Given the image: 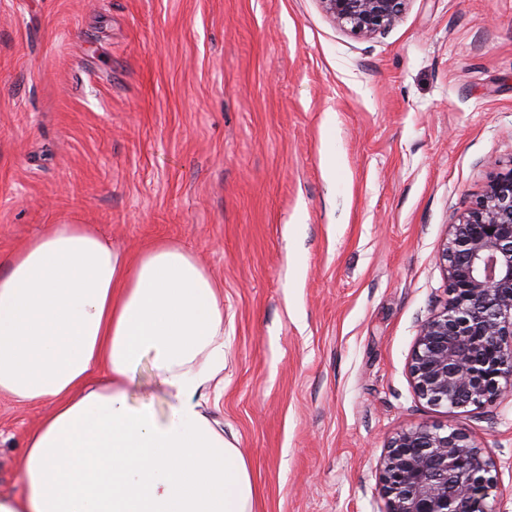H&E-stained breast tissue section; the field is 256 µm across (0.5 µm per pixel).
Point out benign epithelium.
Masks as SVG:
<instances>
[{
	"label": "benign epithelium",
	"instance_id": "1",
	"mask_svg": "<svg viewBox=\"0 0 512 512\" xmlns=\"http://www.w3.org/2000/svg\"><path fill=\"white\" fill-rule=\"evenodd\" d=\"M360 37L383 33L410 0H319ZM443 309L422 325L409 364L414 393L450 410H482L512 390V166L450 225L440 254ZM488 449L463 428L401 431L380 463L384 512H496Z\"/></svg>",
	"mask_w": 512,
	"mask_h": 512
}]
</instances>
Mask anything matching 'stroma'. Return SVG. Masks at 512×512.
<instances>
[{"instance_id":"stroma-1","label":"stroma","mask_w":512,"mask_h":512,"mask_svg":"<svg viewBox=\"0 0 512 512\" xmlns=\"http://www.w3.org/2000/svg\"><path fill=\"white\" fill-rule=\"evenodd\" d=\"M511 165L512 0H411L372 38L318 0H0V258L70 221L197 257L253 512H383L421 424L486 446L512 512V395L437 408L408 372L448 226ZM47 411L0 396V495Z\"/></svg>"}]
</instances>
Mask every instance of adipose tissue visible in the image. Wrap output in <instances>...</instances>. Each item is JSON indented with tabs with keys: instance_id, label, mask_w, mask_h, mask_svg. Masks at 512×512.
Wrapping results in <instances>:
<instances>
[{
	"instance_id": "adipose-tissue-1",
	"label": "adipose tissue",
	"mask_w": 512,
	"mask_h": 512,
	"mask_svg": "<svg viewBox=\"0 0 512 512\" xmlns=\"http://www.w3.org/2000/svg\"><path fill=\"white\" fill-rule=\"evenodd\" d=\"M223 392L224 294L188 250L49 224L0 261V395L52 405L0 512H252Z\"/></svg>"
}]
</instances>
